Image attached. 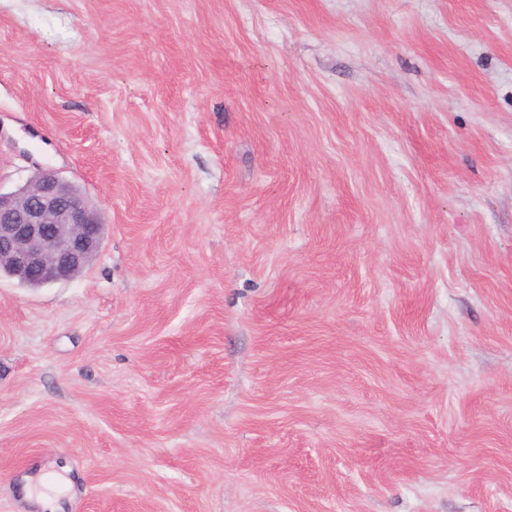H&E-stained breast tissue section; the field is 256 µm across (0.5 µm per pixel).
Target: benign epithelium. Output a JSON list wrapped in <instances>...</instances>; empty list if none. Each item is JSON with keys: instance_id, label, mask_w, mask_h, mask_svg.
<instances>
[{"instance_id": "benign-epithelium-1", "label": "benign epithelium", "mask_w": 512, "mask_h": 512, "mask_svg": "<svg viewBox=\"0 0 512 512\" xmlns=\"http://www.w3.org/2000/svg\"><path fill=\"white\" fill-rule=\"evenodd\" d=\"M104 223L75 184L38 167L19 188L0 191V264L38 286L82 274L103 242Z\"/></svg>"}]
</instances>
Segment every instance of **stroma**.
Masks as SVG:
<instances>
[{"label":"stroma","mask_w":512,"mask_h":512,"mask_svg":"<svg viewBox=\"0 0 512 512\" xmlns=\"http://www.w3.org/2000/svg\"><path fill=\"white\" fill-rule=\"evenodd\" d=\"M0 512H512V0H0ZM105 224L75 184L36 168L19 188L0 190V262L37 286L71 281L98 253ZM38 485L42 490L38 493L35 503L43 512H59L63 509L61 492L65 484L64 477L58 472H42L37 476Z\"/></svg>","instance_id":"obj_1"}]
</instances>
